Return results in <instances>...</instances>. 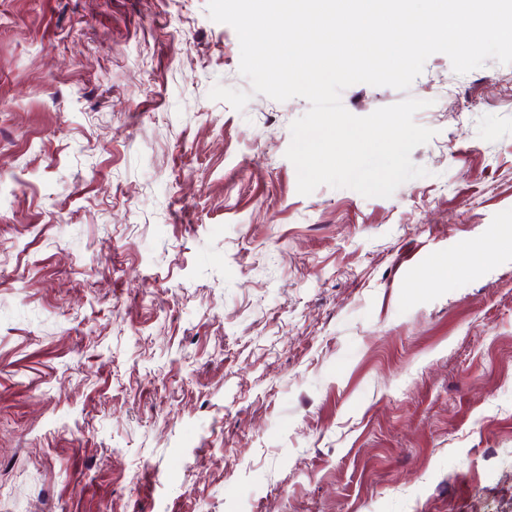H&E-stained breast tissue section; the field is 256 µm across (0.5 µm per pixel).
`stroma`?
<instances>
[{
    "instance_id": "obj_1",
    "label": "stroma",
    "mask_w": 512,
    "mask_h": 512,
    "mask_svg": "<svg viewBox=\"0 0 512 512\" xmlns=\"http://www.w3.org/2000/svg\"><path fill=\"white\" fill-rule=\"evenodd\" d=\"M207 0H0V512H512V64L408 91L391 197L285 157ZM497 254V246L491 245L483 249H480L477 252L468 253L455 258L449 267L448 264L439 267L436 271V274L443 276V278H448V274L456 272L457 268L460 266H464L467 264L485 265L494 260Z\"/></svg>"
}]
</instances>
